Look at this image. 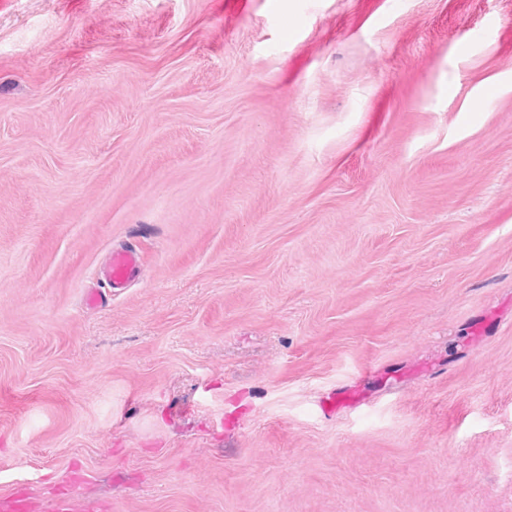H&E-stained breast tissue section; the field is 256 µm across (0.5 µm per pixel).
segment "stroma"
Returning <instances> with one entry per match:
<instances>
[{"mask_svg":"<svg viewBox=\"0 0 512 512\" xmlns=\"http://www.w3.org/2000/svg\"><path fill=\"white\" fill-rule=\"evenodd\" d=\"M344 385L368 405L324 419ZM20 486L512 512V0H0ZM141 274V258L132 245L114 248L104 270V279L112 288H123Z\"/></svg>","mask_w":512,"mask_h":512,"instance_id":"35a3bbf8","label":"stroma"}]
</instances>
